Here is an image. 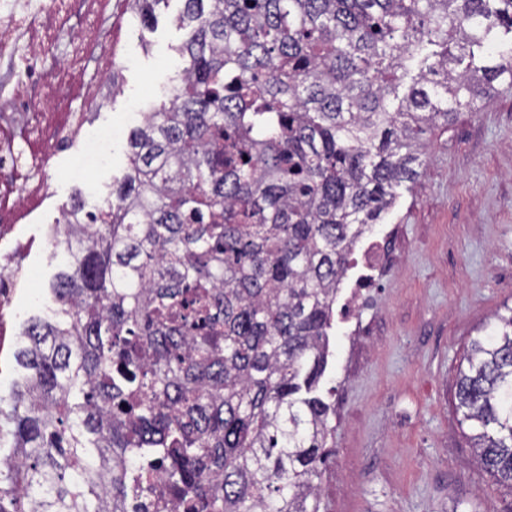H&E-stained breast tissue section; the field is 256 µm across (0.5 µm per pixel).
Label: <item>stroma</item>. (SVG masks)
<instances>
[{"instance_id": "stroma-1", "label": "stroma", "mask_w": 512, "mask_h": 512, "mask_svg": "<svg viewBox=\"0 0 512 512\" xmlns=\"http://www.w3.org/2000/svg\"><path fill=\"white\" fill-rule=\"evenodd\" d=\"M181 9V0H168L143 26L120 0L97 13L87 0H71L65 16L34 28L37 39L62 29L54 49L62 60L111 31L121 69L92 115L94 130L112 131L100 160L80 171L84 137L54 152L49 185L24 215L17 255L28 279L6 310L14 333L30 317L51 315L62 257L43 246L47 228L74 204L95 212L111 201L128 128L173 73ZM428 140L417 182L401 188L383 218L395 237L359 315L360 334L348 336L340 323L331 338L321 383L336 407L324 512H512V490L477 466L454 411L465 350L512 306V88L459 112Z\"/></svg>"}]
</instances>
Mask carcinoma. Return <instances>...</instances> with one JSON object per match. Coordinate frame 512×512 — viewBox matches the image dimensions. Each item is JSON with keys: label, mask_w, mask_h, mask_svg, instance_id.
<instances>
[{"label": "carcinoma", "mask_w": 512, "mask_h": 512, "mask_svg": "<svg viewBox=\"0 0 512 512\" xmlns=\"http://www.w3.org/2000/svg\"><path fill=\"white\" fill-rule=\"evenodd\" d=\"M145 25L165 0H132ZM174 90L112 201L71 224L0 392V512H127L129 461L178 512H321L320 394L355 241L423 135L512 87V0H182ZM469 64L458 66L464 59ZM418 72L403 97L397 73ZM458 369L474 453L512 489V308Z\"/></svg>", "instance_id": "cac0c4a2"}]
</instances>
